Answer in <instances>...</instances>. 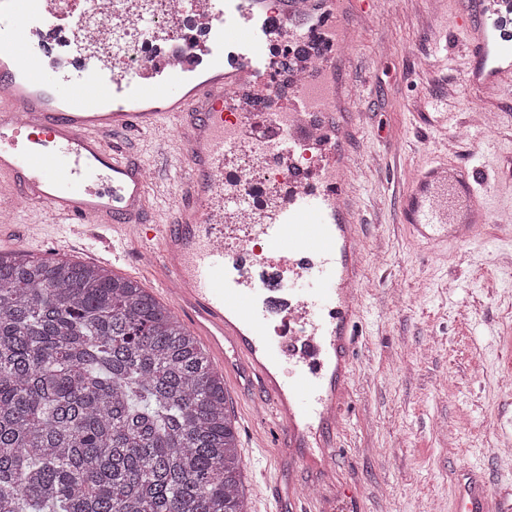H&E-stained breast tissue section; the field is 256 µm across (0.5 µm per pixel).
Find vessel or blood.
<instances>
[{"label": "vessel or blood", "instance_id": "b4317fda", "mask_svg": "<svg viewBox=\"0 0 512 512\" xmlns=\"http://www.w3.org/2000/svg\"><path fill=\"white\" fill-rule=\"evenodd\" d=\"M378 0H0V211L19 203L97 235L103 248L149 254L163 289L204 336L221 372L256 376L255 404L318 492L277 491L263 469L265 512H365L335 489L360 315L359 216L345 176L350 118L336 111L346 22ZM83 21L75 32L73 20ZM151 28L135 66L107 42L133 21ZM467 40L463 81L512 84V0H472L455 16ZM157 147L153 168L127 133ZM284 170L275 192L247 185V146ZM308 146L310 165L296 149ZM180 169L167 208L148 211L151 181ZM475 169L430 161L399 198L413 240L479 239L486 213ZM258 213L256 223L242 216ZM268 254L255 263L251 243ZM456 512H512L506 491L466 470Z\"/></svg>", "mask_w": 512, "mask_h": 512}]
</instances>
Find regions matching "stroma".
I'll return each mask as SVG.
<instances>
[{"label": "stroma", "mask_w": 512, "mask_h": 512, "mask_svg": "<svg viewBox=\"0 0 512 512\" xmlns=\"http://www.w3.org/2000/svg\"><path fill=\"white\" fill-rule=\"evenodd\" d=\"M464 0H387L352 19L343 75L355 116L345 148L366 257L336 478L370 512H454L462 468L512 484V88L463 91L468 58L450 20ZM488 179L484 239L434 257L396 221L431 158ZM10 250L58 257L61 224L20 208ZM228 402L249 497L265 436L241 379Z\"/></svg>", "instance_id": "obj_1"}]
</instances>
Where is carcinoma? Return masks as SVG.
Listing matches in <instances>:
<instances>
[{
    "label": "carcinoma",
    "instance_id": "cac0c4a2",
    "mask_svg": "<svg viewBox=\"0 0 512 512\" xmlns=\"http://www.w3.org/2000/svg\"><path fill=\"white\" fill-rule=\"evenodd\" d=\"M0 512H249L224 377L138 281L0 251Z\"/></svg>",
    "mask_w": 512,
    "mask_h": 512
}]
</instances>
